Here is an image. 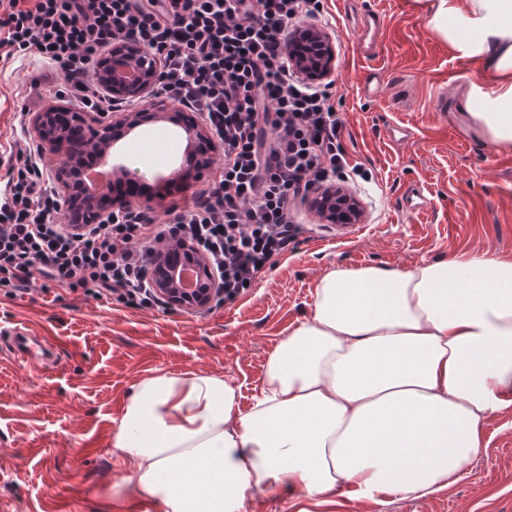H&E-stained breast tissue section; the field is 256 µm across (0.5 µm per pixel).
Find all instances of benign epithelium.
Here are the masks:
<instances>
[{
	"instance_id": "obj_1",
	"label": "benign epithelium",
	"mask_w": 512,
	"mask_h": 512,
	"mask_svg": "<svg viewBox=\"0 0 512 512\" xmlns=\"http://www.w3.org/2000/svg\"><path fill=\"white\" fill-rule=\"evenodd\" d=\"M288 60L293 70L316 80L327 77L334 61L332 36L316 27L301 25L290 38L287 47ZM160 61L157 56L134 42L113 43L112 52L99 63L96 77L101 87L112 96V118L97 121L98 127L85 129V120L78 112L64 106L52 107L37 113L33 128L44 149L63 161L51 165L54 179L66 191V213L71 224H93L104 217L103 206L107 198L88 191L84 183L75 181L80 170L79 158L71 142L76 140L69 128L80 131L76 140L89 151L98 152L102 161H108L112 145L119 142L131 130L155 121L159 113H170L169 119H184L183 109H171L170 103L156 93ZM200 147L196 158V176L208 170L218 144L211 129L205 123L191 120L186 123ZM341 188L331 185L318 192L315 207L318 214L332 223H356L361 217L359 204L352 198H342ZM197 270L196 286H182L183 268ZM155 288L159 296L170 305L186 309L203 310L223 295L224 289L212 272L208 260L195 253L185 243H175L158 252L155 263Z\"/></svg>"
}]
</instances>
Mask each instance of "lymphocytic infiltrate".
<instances>
[{
  "label": "lymphocytic infiltrate",
  "instance_id": "obj_1",
  "mask_svg": "<svg viewBox=\"0 0 512 512\" xmlns=\"http://www.w3.org/2000/svg\"><path fill=\"white\" fill-rule=\"evenodd\" d=\"M321 10V0H0V68L36 53L58 92L105 114L98 62L113 42L134 41L161 61L159 93L203 114L224 146L208 188L167 206L162 222L123 207L77 229L35 148L0 152V289L52 283L150 309L153 257L184 241L215 267L225 300L243 293L295 239L294 203L349 175L328 87L296 76L286 52L295 25Z\"/></svg>",
  "mask_w": 512,
  "mask_h": 512
}]
</instances>
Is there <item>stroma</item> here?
I'll return each mask as SVG.
<instances>
[{"instance_id": "1", "label": "stroma", "mask_w": 512, "mask_h": 512, "mask_svg": "<svg viewBox=\"0 0 512 512\" xmlns=\"http://www.w3.org/2000/svg\"><path fill=\"white\" fill-rule=\"evenodd\" d=\"M322 4L314 25L333 37L331 101L348 160L361 170L341 187L358 202L359 222L330 223L297 201L300 233L288 253L235 300L202 311L128 308L56 285L0 292V330L26 326L60 352L56 366L21 365L0 345V512H138L125 483L131 467L111 453L133 386L161 373L221 374L249 409L270 352L311 318L315 283L328 269H403L483 251L512 259V150L465 125L473 65L454 58L414 0ZM368 11L383 17L373 57L357 29ZM31 78L49 88L54 72L34 55L0 71L2 146L38 141L16 120ZM131 136L155 147L153 171L179 183L181 200L211 181L208 172L183 179V127L152 122ZM484 441L448 488L383 504L343 490L313 512H512V408L485 425Z\"/></svg>"}]
</instances>
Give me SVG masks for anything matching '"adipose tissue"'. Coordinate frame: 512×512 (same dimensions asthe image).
<instances>
[{
    "instance_id": "1",
    "label": "adipose tissue",
    "mask_w": 512,
    "mask_h": 512,
    "mask_svg": "<svg viewBox=\"0 0 512 512\" xmlns=\"http://www.w3.org/2000/svg\"><path fill=\"white\" fill-rule=\"evenodd\" d=\"M455 58L476 65L464 105L512 149V0H415ZM224 376L134 386L113 437L155 512H240L288 489L377 503L447 488L512 408V260L484 251L407 269L336 267L310 321L269 354L254 404Z\"/></svg>"
}]
</instances>
